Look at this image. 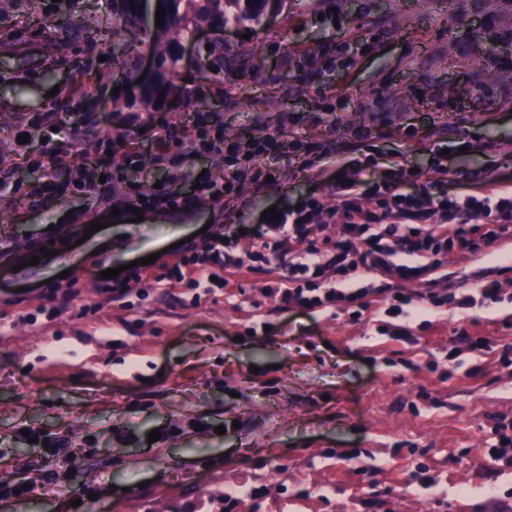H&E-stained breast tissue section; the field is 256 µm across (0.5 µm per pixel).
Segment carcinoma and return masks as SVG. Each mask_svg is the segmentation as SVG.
Segmentation results:
<instances>
[{"instance_id": "1", "label": "carcinoma", "mask_w": 512, "mask_h": 512, "mask_svg": "<svg viewBox=\"0 0 512 512\" xmlns=\"http://www.w3.org/2000/svg\"><path fill=\"white\" fill-rule=\"evenodd\" d=\"M283 0H162L164 20L155 25L151 0H112L115 22L126 28H141L145 45L159 61L156 83L145 86L136 83L138 65L125 63L122 78L140 92L146 101L158 98L162 87L171 82L179 69L181 56L175 49L184 41L195 38L198 28L209 26L222 28L229 23L259 24L267 15L282 4Z\"/></svg>"}]
</instances>
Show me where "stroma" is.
<instances>
[{"label":"stroma","mask_w":512,"mask_h":512,"mask_svg":"<svg viewBox=\"0 0 512 512\" xmlns=\"http://www.w3.org/2000/svg\"><path fill=\"white\" fill-rule=\"evenodd\" d=\"M62 10L87 39L45 25ZM111 14V0H0V180L39 177L6 134L38 114L44 138L33 150L60 186L46 201L0 196V240L10 245L0 258V482L33 487L1 498L0 512H90L87 489L101 512H512V465L487 447L496 419L512 420V368L468 351L455 366L443 352L461 328L512 342V265L449 253L416 280L374 273V287L411 294L471 295L487 273L499 283L501 302L441 307L408 342L371 308L357 320L281 308L275 290L286 280L272 262L200 294L145 279L115 300L101 276L209 222L256 224L270 206L309 196L334 206L336 165L356 160L364 134L382 158L401 152L423 185L453 193L471 174L512 180V0H285L260 24L206 29L184 44L175 97L128 122L113 115L125 59L112 45L125 40L143 65L148 51ZM217 41L246 67L200 73ZM75 112L92 125L71 126ZM200 113L222 123L225 139L271 137L278 181L139 222L113 208L125 183L90 198L69 192L76 163H119L133 151L157 159L137 177L146 193L158 183L187 194L199 175L223 178L220 155L157 149L161 125L179 131ZM63 134L73 150L53 152ZM293 142L337 150V160L301 169ZM436 157L447 175L434 171ZM50 224L91 235L44 259L46 280L24 264ZM26 427L65 448L45 455ZM155 428L160 438L148 442ZM420 464L433 490L412 483ZM58 471L69 491L51 488ZM249 488L260 497L229 500Z\"/></svg>","instance_id":"1"}]
</instances>
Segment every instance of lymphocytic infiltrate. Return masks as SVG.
<instances>
[{"mask_svg": "<svg viewBox=\"0 0 512 512\" xmlns=\"http://www.w3.org/2000/svg\"><path fill=\"white\" fill-rule=\"evenodd\" d=\"M162 146L202 145L224 152L230 167L223 182L200 180L197 195L220 198L231 190L245 171H252L256 190L266 185L267 169L255 162L256 157L269 154V140L260 136L249 154L224 150L222 134L201 139L195 129L183 134L161 129ZM412 180L403 167H396L391 176L378 182L373 178H349L337 174L332 188L336 204L328 210L331 235L322 240L310 237V221L320 208L317 199L303 201L301 206L280 209L278 220L239 226L220 224L208 238L192 240L162 262L160 267L136 266L127 269L124 277L113 279L108 292L125 297L128 283L142 277L156 284L174 279L187 282L192 288H224L234 272L250 268L252 261L272 256L288 274L287 287L280 289L282 304L316 308L331 304L350 309L353 318H360L369 300L382 302L387 315L397 318L393 339L410 340L413 323L434 309L448 304L447 296L427 292L415 297L395 288L328 287L322 295L309 294L324 270L340 269L392 271L401 278H417L437 268L440 255L453 251L462 256L490 248L503 237L505 224L512 222V185L472 180L460 192H433L429 187L408 192Z\"/></svg>", "mask_w": 512, "mask_h": 512, "instance_id": "f902f5d3", "label": "lymphocytic infiltrate"}]
</instances>
